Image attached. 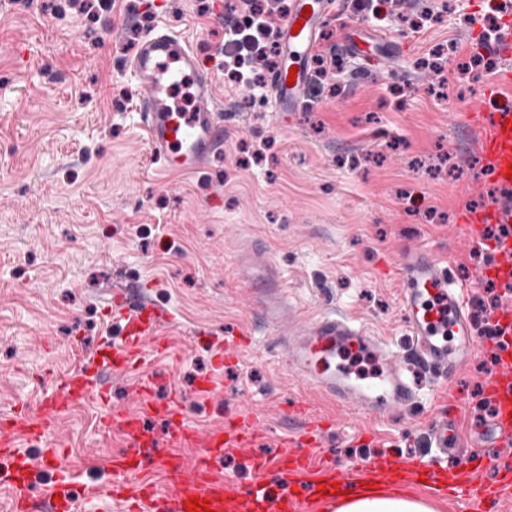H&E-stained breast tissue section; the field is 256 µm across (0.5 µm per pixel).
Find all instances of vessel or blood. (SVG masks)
Returning a JSON list of instances; mask_svg holds the SVG:
<instances>
[{
	"label": "vessel or blood",
	"instance_id": "vessel-or-blood-1",
	"mask_svg": "<svg viewBox=\"0 0 512 512\" xmlns=\"http://www.w3.org/2000/svg\"><path fill=\"white\" fill-rule=\"evenodd\" d=\"M333 0H291L280 24L281 56L270 86L278 106L302 112L309 105L307 87L313 78L309 63L333 14ZM127 71L142 95L135 105L138 125L152 153L162 156L169 173H191L204 167L224 147V120L215 107V83L182 35L160 28L146 33ZM192 87L190 111L181 112L172 101L184 85ZM498 89L487 90L488 108H475L470 118L479 137L478 153L489 181L500 191L499 199L462 209L460 229L471 244L491 241L493 264L479 272V279L512 283V101H499ZM506 232L487 239L490 225ZM397 273L402 283L403 319L412 348L408 356L395 352L383 337L335 312L296 315L279 313L278 301L265 302V323L277 345L288 357V370L300 378L309 393L334 399L345 407V417L382 418L412 407L416 386L406 374L407 363L433 371L456 374L480 350H489L496 371L482 385L490 406L480 433L449 421L440 408L428 429L432 457L401 456L387 463L386 481L400 486L424 484L431 492L445 491L449 499L464 504L468 512H492L506 489L512 488V470L498 451L512 446V304L497 309L493 326L497 337L486 342L473 333L464 309V298L448 276V269L433 253L420 248L401 250ZM113 313L124 322L125 340L102 356V368L116 374L141 371L152 359L164 358L171 347L161 334L159 309L141 295L126 289L116 295ZM372 355L380 371L371 377L351 373L339 359L345 353ZM157 379L142 374L134 391L137 410L107 411L103 427H117L125 451L111 460L113 480L107 487L89 490L93 512H187L199 499L210 512H313L317 503L336 502L331 487L354 493L361 480L371 479L365 465L338 461L323 448L321 421L308 420L300 431L280 440L277 449L258 451L267 430L259 415L244 410L229 424L198 432L187 425L179 392L156 401ZM91 381L81 372L64 376L39 403L40 418L25 425L0 428V484L11 491L15 512H78L80 505L69 475H60L42 504H35L29 473L34 464L57 463L59 450L44 440L56 430L69 407L90 394ZM165 418L168 432L158 440L146 429L144 415ZM42 441L39 460L20 451L18 435ZM196 451L193 465H185L182 448ZM251 454L253 479L242 485L224 475L227 454ZM162 473L168 493H159L148 482L150 473ZM278 491H271V484Z\"/></svg>",
	"mask_w": 512,
	"mask_h": 512
}]
</instances>
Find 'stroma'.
I'll list each match as a JSON object with an SVG mask.
<instances>
[{"instance_id": "1", "label": "stroma", "mask_w": 512, "mask_h": 512, "mask_svg": "<svg viewBox=\"0 0 512 512\" xmlns=\"http://www.w3.org/2000/svg\"><path fill=\"white\" fill-rule=\"evenodd\" d=\"M336 10L391 39L395 63L372 66V45L341 55L338 97L313 83L309 109L277 112L262 91L223 90L225 0H85L80 10L70 0H0V418L35 419L55 380L103 343H121L113 293L132 284L171 317L155 398L178 390L199 430L249 408L264 420L268 451L297 426L286 405L306 397L312 414L333 421L326 450L348 462L429 455L436 397L457 402L464 424L486 416L480 384L492 360L481 352L447 387L426 377L412 408L345 429L336 403L307 397L260 321L242 264L261 255L280 272L291 312L348 314L399 352L410 343L400 247L447 259L468 287L469 314L512 300V284L475 282L493 256L456 223L464 206L496 196L467 115L476 87L494 86L512 56L494 57L477 84L464 71L483 53L476 39L488 12L512 16V0H406L418 34L375 2L358 11L336 0ZM160 27L189 40L224 110V150L195 174L164 172L132 110L126 64ZM439 52L453 56L446 100L434 91ZM235 330L242 354L225 364L222 392L201 397L196 382ZM136 383L115 376L110 403L87 399L62 418L59 463L78 487L111 483L109 460L125 442L99 420L108 406L131 407Z\"/></svg>"}]
</instances>
